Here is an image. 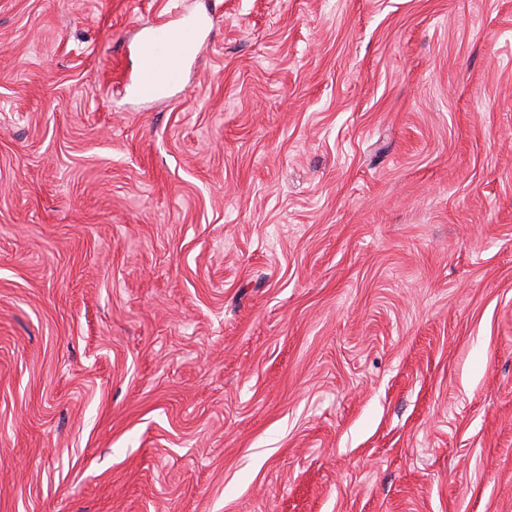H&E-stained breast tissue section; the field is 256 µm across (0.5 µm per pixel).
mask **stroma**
<instances>
[{
    "label": "stroma",
    "mask_w": 512,
    "mask_h": 512,
    "mask_svg": "<svg viewBox=\"0 0 512 512\" xmlns=\"http://www.w3.org/2000/svg\"><path fill=\"white\" fill-rule=\"evenodd\" d=\"M0 512H512V0H0ZM174 41L178 43L179 50L172 57L164 75V85L168 89L183 83L187 63L199 54L203 41V29L198 23L192 21L180 25H172L166 21L156 22L143 43V51L149 57L165 56ZM163 66V60L150 57L147 60L146 70L159 71Z\"/></svg>",
    "instance_id": "1"
}]
</instances>
